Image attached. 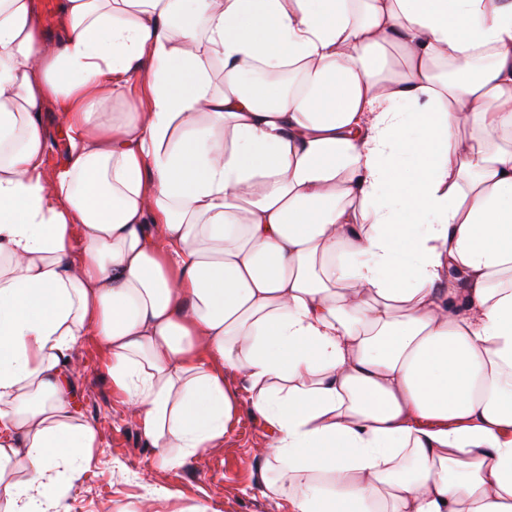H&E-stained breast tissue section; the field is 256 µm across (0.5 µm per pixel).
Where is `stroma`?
Instances as JSON below:
<instances>
[{
    "instance_id": "stroma-1",
    "label": "stroma",
    "mask_w": 512,
    "mask_h": 512,
    "mask_svg": "<svg viewBox=\"0 0 512 512\" xmlns=\"http://www.w3.org/2000/svg\"><path fill=\"white\" fill-rule=\"evenodd\" d=\"M47 180L65 167L71 147L54 106L42 114ZM98 339L83 337L72 352L73 393L81 417L95 429L99 446L82 477L68 489L71 512H120L138 505L154 486L172 489L178 506H208L209 512H288L283 501L262 493L256 480L262 466L258 449L272 439L269 425L242 406L220 447L184 459L173 468L154 465L151 452L127 408L112 391Z\"/></svg>"
}]
</instances>
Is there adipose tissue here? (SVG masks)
Instances as JSON below:
<instances>
[{"instance_id": "ef3b65f1", "label": "adipose tissue", "mask_w": 512, "mask_h": 512, "mask_svg": "<svg viewBox=\"0 0 512 512\" xmlns=\"http://www.w3.org/2000/svg\"><path fill=\"white\" fill-rule=\"evenodd\" d=\"M352 2L0 0L8 512H70L87 335L156 466L245 401L289 512H512V0ZM61 1L38 0L37 3L42 30L50 39L59 37L61 33ZM46 134V148L42 160L44 176L55 181L58 173L65 167L71 147L55 107L49 104L42 113Z\"/></svg>"}]
</instances>
